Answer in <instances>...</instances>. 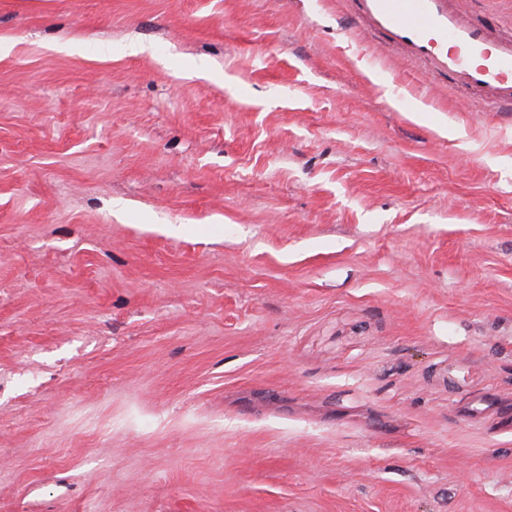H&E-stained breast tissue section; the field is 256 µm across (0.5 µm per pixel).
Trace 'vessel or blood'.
<instances>
[{
  "mask_svg": "<svg viewBox=\"0 0 512 512\" xmlns=\"http://www.w3.org/2000/svg\"><path fill=\"white\" fill-rule=\"evenodd\" d=\"M373 27L392 44L429 59L449 82L476 90L484 103L512 112V40L447 7L446 0H357Z\"/></svg>",
  "mask_w": 512,
  "mask_h": 512,
  "instance_id": "1",
  "label": "vessel or blood"
}]
</instances>
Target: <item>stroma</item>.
<instances>
[{"mask_svg": "<svg viewBox=\"0 0 512 512\" xmlns=\"http://www.w3.org/2000/svg\"><path fill=\"white\" fill-rule=\"evenodd\" d=\"M0 44V512H512V114L354 0Z\"/></svg>", "mask_w": 512, "mask_h": 512, "instance_id": "35a3bbf8", "label": "stroma"}]
</instances>
